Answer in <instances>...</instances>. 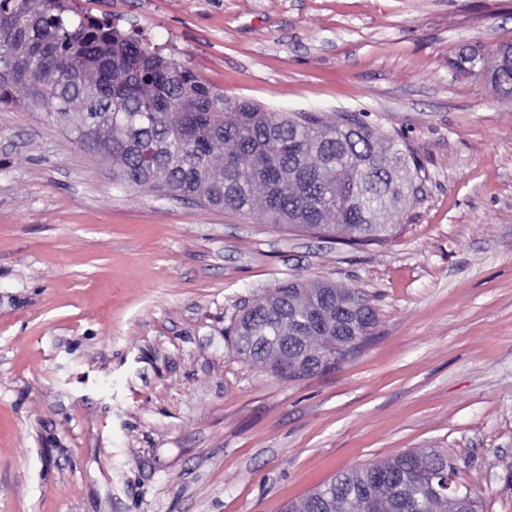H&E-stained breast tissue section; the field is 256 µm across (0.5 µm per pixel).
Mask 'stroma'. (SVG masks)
I'll return each mask as SVG.
<instances>
[{
	"label": "stroma",
	"instance_id": "stroma-1",
	"mask_svg": "<svg viewBox=\"0 0 512 512\" xmlns=\"http://www.w3.org/2000/svg\"><path fill=\"white\" fill-rule=\"evenodd\" d=\"M225 97L364 112L425 168L371 245L113 186L0 106V512H286L338 471L454 459L512 512V0H91ZM372 299L363 350L289 381L226 330L288 281Z\"/></svg>",
	"mask_w": 512,
	"mask_h": 512
}]
</instances>
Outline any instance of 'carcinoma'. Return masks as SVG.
Wrapping results in <instances>:
<instances>
[{
    "label": "carcinoma",
    "instance_id": "cac0c4a2",
    "mask_svg": "<svg viewBox=\"0 0 512 512\" xmlns=\"http://www.w3.org/2000/svg\"><path fill=\"white\" fill-rule=\"evenodd\" d=\"M19 103L112 168L118 187H146L271 224L339 234L356 244L391 236L390 212L419 191L423 167L399 134L378 137L354 114L267 112L229 100L140 31L123 32L71 0H0V104ZM377 324L356 288L283 283L246 308L234 336L254 365L303 379L296 354L279 361L266 336L330 352L331 369ZM457 466L437 451L405 452L342 470L288 512H474Z\"/></svg>",
    "mask_w": 512,
    "mask_h": 512
}]
</instances>
